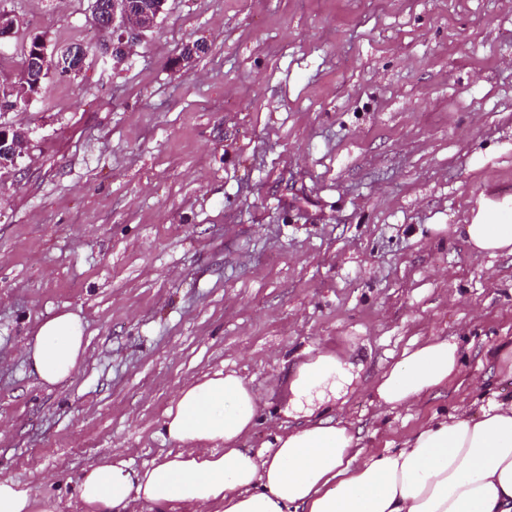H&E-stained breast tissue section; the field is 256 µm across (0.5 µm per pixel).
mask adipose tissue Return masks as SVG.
Here are the masks:
<instances>
[{
  "mask_svg": "<svg viewBox=\"0 0 512 512\" xmlns=\"http://www.w3.org/2000/svg\"><path fill=\"white\" fill-rule=\"evenodd\" d=\"M462 239L478 255L512 254V195L486 199ZM86 324L63 311L43 322L25 358L44 386L69 379L86 355ZM456 341L413 343L375 381L382 412L408 407L455 377ZM356 378L349 355L307 351L280 408L293 426L270 448L241 447L260 402L236 373L216 372L186 385L166 409L162 434L173 449L135 469L106 458L90 467L76 493L79 512H512V399L488 400L432 417L401 447L364 452L350 426L329 416ZM0 512H58V502L0 480Z\"/></svg>",
  "mask_w": 512,
  "mask_h": 512,
  "instance_id": "obj_1",
  "label": "adipose tissue"
}]
</instances>
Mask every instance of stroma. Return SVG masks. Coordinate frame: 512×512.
Returning <instances> with one entry per match:
<instances>
[{"mask_svg": "<svg viewBox=\"0 0 512 512\" xmlns=\"http://www.w3.org/2000/svg\"><path fill=\"white\" fill-rule=\"evenodd\" d=\"M3 8L0 77L37 35L88 54L0 116L29 138L0 182V480L75 512L91 465L160 461L165 410L219 370L259 398L241 445L264 448L310 347L359 353L336 416L368 450L512 398V255L456 230L512 194V0H166L119 65L91 0ZM63 309L88 348L50 388L24 346ZM432 336L458 374L380 413L374 379Z\"/></svg>", "mask_w": 512, "mask_h": 512, "instance_id": "stroma-1", "label": "stroma"}]
</instances>
